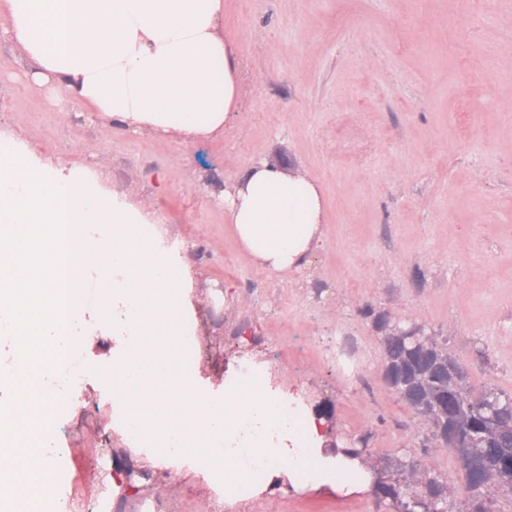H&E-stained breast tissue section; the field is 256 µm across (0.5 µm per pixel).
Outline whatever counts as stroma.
Here are the masks:
<instances>
[{
  "label": "stroma",
  "mask_w": 512,
  "mask_h": 512,
  "mask_svg": "<svg viewBox=\"0 0 512 512\" xmlns=\"http://www.w3.org/2000/svg\"><path fill=\"white\" fill-rule=\"evenodd\" d=\"M9 23L1 9L0 133L159 218L190 281L196 386L223 396L247 350L272 384L330 399L339 440H365L369 461H417L461 486L459 453L385 383L376 323L425 325L473 393L512 395V0H490L479 19L457 0H224L218 32L237 51L241 107L200 141L133 132L34 84L31 60L1 34ZM258 161L321 191L320 241L302 269H264L214 202ZM344 335L362 356L353 381L327 358ZM122 354L108 335L78 342L86 384L45 429L52 466H70L88 494L72 505L56 488L45 512H98L104 481L124 496L94 454L126 445L104 379ZM149 494L168 512H206L209 490L186 469ZM390 510L371 490L282 487L232 512Z\"/></svg>",
  "instance_id": "obj_1"
}]
</instances>
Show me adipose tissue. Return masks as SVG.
<instances>
[{
    "label": "adipose tissue",
    "instance_id": "ef3b65f1",
    "mask_svg": "<svg viewBox=\"0 0 512 512\" xmlns=\"http://www.w3.org/2000/svg\"><path fill=\"white\" fill-rule=\"evenodd\" d=\"M0 1L5 35L35 80L130 129L206 137L238 109L239 60L218 33L222 0ZM223 203L268 271L299 268L319 240L318 188L274 166L249 168ZM187 288L154 217L88 169L42 163L0 136V334L14 336L18 359L13 397L0 400L1 505L42 512L53 493L42 421L56 397L46 377L78 337L106 333L124 348L112 398L152 462L198 469L216 491L259 473L315 491L367 489L369 472L330 448L328 417L308 410L295 424L288 391L259 366L230 370L223 396L198 390L182 349Z\"/></svg>",
    "mask_w": 512,
    "mask_h": 512
}]
</instances>
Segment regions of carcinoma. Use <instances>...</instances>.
I'll return each mask as SVG.
<instances>
[{
    "mask_svg": "<svg viewBox=\"0 0 512 512\" xmlns=\"http://www.w3.org/2000/svg\"><path fill=\"white\" fill-rule=\"evenodd\" d=\"M383 344L385 367L393 372L399 386L404 389L400 397L432 426L434 437L442 444H448L443 427L448 423V409L453 404L468 409L471 423L475 425L485 406L495 400L503 407L504 426L512 428V412L507 406L509 395L489 389L475 398L465 385L457 388L451 385V370L457 368L458 363L448 355V348L442 343L435 342L428 353L424 351V346H414L400 336H386ZM474 456L479 464L477 468L462 461L464 501L457 500L453 492L448 490L447 482L420 470L419 464L414 462H403L401 466L420 472L417 485L409 486L397 479L392 483H382L376 491L382 498L394 502L409 493L438 497L448 502V512H490L481 488L491 482L498 491L512 495V469H507L512 461V443L502 436L491 437L480 431L475 434Z\"/></svg>",
    "mask_w": 512,
    "mask_h": 512,
    "instance_id": "cac0c4a2",
    "label": "carcinoma"
}]
</instances>
